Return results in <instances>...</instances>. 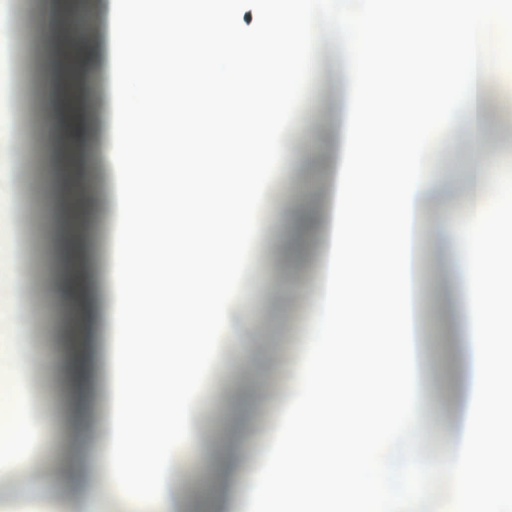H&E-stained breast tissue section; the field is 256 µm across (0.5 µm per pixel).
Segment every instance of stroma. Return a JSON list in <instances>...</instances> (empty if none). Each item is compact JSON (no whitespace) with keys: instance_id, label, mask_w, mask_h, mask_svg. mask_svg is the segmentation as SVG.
<instances>
[{"instance_id":"obj_1","label":"stroma","mask_w":512,"mask_h":512,"mask_svg":"<svg viewBox=\"0 0 512 512\" xmlns=\"http://www.w3.org/2000/svg\"><path fill=\"white\" fill-rule=\"evenodd\" d=\"M0 17L22 25L18 43L0 51V68L13 74L10 84L0 86V95L10 96L16 104L12 116L15 138L10 149L28 158L27 166L18 168L9 179H0V207L9 209L16 220L12 233L25 250L30 276L29 307L15 321L27 336L26 347L17 353V380L30 391L36 409L57 425L50 434L32 433L28 448L36 451L50 444L54 455L49 462L36 463L13 480L0 483V512H42L44 500L35 492L42 484L57 489L51 502L54 512H85L84 498L69 477L75 458L101 440L94 427L102 410L101 389L91 386L74 392L70 381L47 358L55 354L58 336L81 326L89 306L103 305L112 291L101 285L92 293L72 295L61 312L43 302L45 277L60 265L59 254L47 253L44 244L73 231L71 225L44 217L41 158L52 134L49 74L57 55L48 39L45 0H0ZM487 61L484 146L492 156L512 158V109L502 108L500 90L501 80L512 79V67L492 53ZM346 65V46L324 35L316 59V108L308 132L294 138V153L287 167L274 172L262 187L263 208L270 222L261 229L251 270L264 285L241 288L226 299L225 334L213 341L219 362L209 378L210 400L207 406L192 411V448L173 451L183 512H213L214 503L223 500V459L227 456L232 458L237 476L238 512H249V478L265 455L283 403L296 397L293 368L308 344L320 265L317 241L295 246L283 226L298 210L320 211L328 203L334 176L336 113L348 89ZM436 151L440 161L434 173L437 187L422 215L431 228L419 241L415 291L416 331L423 355L420 381L430 406L429 428L421 445L433 451L452 444L456 385L467 366L460 349L459 324L450 316L451 304H463L467 288L464 281L454 278L446 261L454 240L440 229L466 187L464 162L471 143L465 128H457L450 141L438 143ZM84 178L96 200L85 217L96 227L95 237L87 242V253L99 262L105 257L103 243L110 225L112 174L96 165L86 170ZM201 459L206 462L202 470L197 467Z\"/></svg>"}]
</instances>
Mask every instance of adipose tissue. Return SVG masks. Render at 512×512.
Listing matches in <instances>:
<instances>
[{
    "mask_svg": "<svg viewBox=\"0 0 512 512\" xmlns=\"http://www.w3.org/2000/svg\"><path fill=\"white\" fill-rule=\"evenodd\" d=\"M147 0H105L92 55L63 51L50 74L49 110L60 135L46 148L51 171L67 170L62 195L66 219L78 233L74 254L91 234L83 217L93 201L83 172L104 165L114 177L109 197L110 256L75 264L45 286L54 297L79 286L107 284L113 293L104 315L112 346L100 360L93 338L69 340L62 365L68 377L95 383L109 365L102 442L74 464L86 512L118 498L152 512H179L171 496L170 449L192 441L189 406H203L206 378L216 362L214 338L224 332V297L250 281V254L264 225L255 194L270 169L292 156L281 133L283 112L304 115L311 102L313 56L322 22L312 0H283L272 19L269 0H196L192 13L162 25ZM392 0H362L356 19L334 33L348 48L355 78L336 120L335 181L328 207L301 213L299 234L321 248L320 298L309 345L294 369L295 401L286 404L270 436L264 464L253 475L251 512L302 501L317 489L328 512H422L420 497L391 508L372 478V461L395 429L420 440L425 392L415 333V253L418 214L430 191L434 149L457 126L471 133L468 195L459 201L470 231L457 238L452 267L468 292L455 315L464 330L467 368L459 380L453 447L408 451L410 464L450 485L448 512H512V475L487 447L498 419L503 382L491 332L512 324L499 312L497 291L512 277V252L494 249L512 236L500 221L512 212V186L493 189L494 161L483 150L482 97L488 73L484 51L512 56V0H458L461 22L431 18L429 0H415L425 44L406 43L394 27ZM252 12L254 23L240 16ZM103 75L111 106L93 132L77 114L85 88L74 76L85 60ZM260 76L257 90L233 107L236 138L225 122L200 117L175 128L176 111L193 113L192 95L172 97L185 77H205L213 99L242 77ZM0 211V258L14 289L12 306L27 305V265ZM145 336H173L178 350L163 368L149 367ZM26 342L22 330L0 336V450L13 472L26 470L22 448L47 417H36L27 390L17 389L11 362Z\"/></svg>",
    "mask_w": 512,
    "mask_h": 512,
    "instance_id": "ef3b65f1",
    "label": "adipose tissue"
}]
</instances>
